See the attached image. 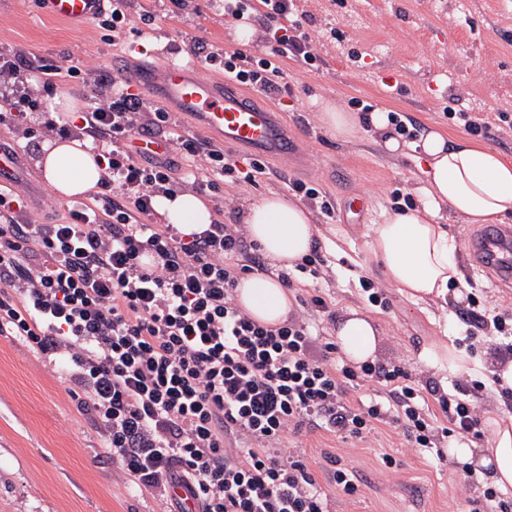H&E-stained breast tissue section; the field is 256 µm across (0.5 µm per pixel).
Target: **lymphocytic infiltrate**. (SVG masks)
I'll list each match as a JSON object with an SVG mask.
<instances>
[{
    "label": "lymphocytic infiltrate",
    "mask_w": 512,
    "mask_h": 512,
    "mask_svg": "<svg viewBox=\"0 0 512 512\" xmlns=\"http://www.w3.org/2000/svg\"><path fill=\"white\" fill-rule=\"evenodd\" d=\"M262 4L267 57L221 59L196 37L189 53L280 95L276 59L316 56L292 18L294 0ZM73 81H87L78 66L0 50V125L34 119L62 140L94 135L105 170L96 206L73 207L63 224L24 220L28 193L0 191V336L68 362L81 408L103 430V454L133 487L174 501L175 512H328L301 451H283L288 434L320 428L362 440L389 424L428 455L449 431L477 430L465 383L424 392L406 364L350 366L306 319L270 328L239 309L237 281L252 268L233 261L244 248L238 231L218 220L184 235L151 221L156 197L182 184L171 161L134 157L127 143L169 125L168 112L145 116L141 97L103 73L92 81V111L49 118L43 92ZM169 140L181 158L204 159L205 171L189 175L198 192L238 169L192 137ZM372 386L374 397L347 403L348 392ZM432 401L447 426L431 416Z\"/></svg>",
    "instance_id": "obj_1"
}]
</instances>
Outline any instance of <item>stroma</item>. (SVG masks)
<instances>
[{"instance_id": "35a3bbf8", "label": "stroma", "mask_w": 512, "mask_h": 512, "mask_svg": "<svg viewBox=\"0 0 512 512\" xmlns=\"http://www.w3.org/2000/svg\"><path fill=\"white\" fill-rule=\"evenodd\" d=\"M151 17L144 26L143 17ZM296 17L316 60H279L290 93L283 119L303 143L305 160L292 167L268 159L264 174L246 184L225 176L218 192L207 194L225 223L237 224L242 211L269 192L295 198L293 182L315 187L308 202L318 234L317 276L292 272L294 292L319 295L334 313L360 309L375 319L382 337V363L403 362L416 385L450 388L456 375L430 367L427 349L442 334L464 337L474 325L464 320L469 303L446 309L413 304L386 283L366 251L367 225L381 223L399 205H416L422 175L411 156L393 157L370 135L348 141L329 134L319 100L357 112L370 105L393 112L410 129L436 128L512 157V0H296ZM263 18L253 14V39L236 40L235 23L225 21L219 0H131L118 33L88 23L75 30L40 15L35 0H0V48L55 61L61 58L91 71L111 70L116 59L135 68L187 61L182 47L202 37L209 51L265 56ZM474 113L487 129L467 133L457 115ZM45 142L37 136L19 185L38 191L31 217L62 223L74 201L49 186L37 164ZM364 195L367 211L355 220L348 199ZM331 211H323L322 203ZM460 245L471 294L512 323V288L476 266L469 254L480 224L449 217ZM369 279L384 293L388 309L371 305L359 284ZM83 391L58 363L33 353L24 343L0 337V512H168L165 500L131 491L126 474L101 452L94 420L79 409ZM328 497L330 512H491L477 492L461 488L456 458L441 463L411 448L401 429L381 425L367 438L344 440L309 430L289 436ZM396 464L385 471L383 456ZM348 466L355 494L339 490L332 460Z\"/></svg>"}]
</instances>
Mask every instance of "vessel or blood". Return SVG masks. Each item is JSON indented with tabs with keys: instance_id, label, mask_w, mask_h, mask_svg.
Listing matches in <instances>:
<instances>
[{
	"instance_id": "obj_1",
	"label": "vessel or blood",
	"mask_w": 512,
	"mask_h": 512,
	"mask_svg": "<svg viewBox=\"0 0 512 512\" xmlns=\"http://www.w3.org/2000/svg\"><path fill=\"white\" fill-rule=\"evenodd\" d=\"M111 2L42 0V11L71 28L81 29L103 14ZM118 85L140 90L169 111L196 119L222 144L273 158L296 154L297 142L274 107L256 103L252 95L228 82L199 77L192 65L167 63L124 71L119 75ZM131 151L137 156L163 158L169 155L171 145L160 137H136L131 141ZM24 169V160L15 147H0V180L19 176ZM477 249L488 255L502 274L512 277V240L491 228L478 242Z\"/></svg>"
}]
</instances>
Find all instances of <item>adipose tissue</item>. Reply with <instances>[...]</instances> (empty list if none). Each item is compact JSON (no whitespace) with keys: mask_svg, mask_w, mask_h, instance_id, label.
<instances>
[{"mask_svg":"<svg viewBox=\"0 0 512 512\" xmlns=\"http://www.w3.org/2000/svg\"><path fill=\"white\" fill-rule=\"evenodd\" d=\"M319 108L328 131L347 139L363 130L374 132L386 151L395 155L412 151L421 164L419 206L388 213L382 223L369 225L367 230L368 252L383 279L415 303L450 298L462 301L471 286L458 242L443 219L450 214L466 224L512 220V159L468 139H449L438 130L410 142L403 140L384 110L347 112L329 100L320 101ZM39 164L45 181L66 197L91 193L103 175L85 141L45 142ZM155 209L163 223L176 225L185 234L214 220L211 207L192 192L158 196ZM243 224L272 271L242 277L236 288V303L252 319L275 327L285 321L291 309V297L275 272L294 268L310 253L316 233L313 215L302 204L273 192L249 207ZM336 344L350 363H372L381 349L380 331L370 316L350 308L336 326ZM429 363L440 371L472 374L487 370L493 377L494 392L512 390V360L477 359L440 340L429 351ZM483 423L493 434L490 451L472 447L462 438L451 442L448 452L473 463L476 471L501 493H510L512 421L503 420L497 410L491 409L486 411Z\"/></svg>","mask_w":512,"mask_h":512,"instance_id":"ef3b65f1","label":"adipose tissue"}]
</instances>
